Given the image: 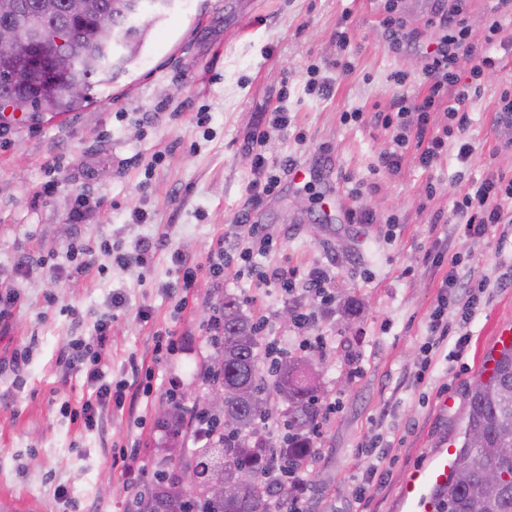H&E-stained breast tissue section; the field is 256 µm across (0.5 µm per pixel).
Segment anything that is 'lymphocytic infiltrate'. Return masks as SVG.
I'll return each instance as SVG.
<instances>
[{
  "label": "lymphocytic infiltrate",
  "instance_id": "1",
  "mask_svg": "<svg viewBox=\"0 0 512 512\" xmlns=\"http://www.w3.org/2000/svg\"><path fill=\"white\" fill-rule=\"evenodd\" d=\"M434 8L429 20L436 31L434 46L427 53L428 63L424 70L427 83L426 94H417L403 98L396 111L373 113L375 124L393 131L394 150L383 153L379 164L389 174L399 172L405 156H413L416 164L424 170L432 169L440 159L449 142H456V157L460 163H468L474 148L466 138L469 117L463 106L469 98L467 89L458 85L456 68L467 64L472 77H480L484 72L500 69L502 59L495 51L499 34L503 29L500 16L512 12V0H494L485 13V34L482 42L471 39V29L466 18V0H433ZM444 111L448 122L442 131L430 128L434 112ZM268 129L254 131L248 138L247 146L253 155V178L247 186L251 200L274 194L281 182L280 175L270 165L261 147L268 137ZM512 202V179L488 174L473 182L470 190L453 203V212L458 218L456 230L464 241L479 240L487 236L493 225L506 221L504 206ZM165 251L170 255L172 264L179 271L176 282L182 293L195 288L200 271H207L216 283H223L227 267L224 254H217L210 260L208 267L188 260L180 249L170 248L165 235L138 242L134 253L114 252L115 262L127 264L129 260L143 268H151L157 252ZM430 260L435 266H449L450 272L443 279L442 288L460 290L461 297L456 307H449L447 299H440L431 312L427 324L428 340L426 350L440 347L444 342H453L455 348H463L466 336H455L456 326L468 323L480 291L479 286L461 275L458 268L460 255H447L438 251L431 254ZM112 332L111 318L98 320L95 334L90 339H75L70 353L63 363L68 371L80 374L87 393L77 403H62V415L80 421L89 431L101 430L106 413L115 408H123L127 399L136 395H149V380L116 383L107 381L101 368V357L110 346Z\"/></svg>",
  "mask_w": 512,
  "mask_h": 512
}]
</instances>
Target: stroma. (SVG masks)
Returning a JSON list of instances; mask_svg holds the SVG:
<instances>
[{"label":"stroma","instance_id":"stroma-1","mask_svg":"<svg viewBox=\"0 0 512 512\" xmlns=\"http://www.w3.org/2000/svg\"><path fill=\"white\" fill-rule=\"evenodd\" d=\"M382 18L379 0H175L150 26L138 60L112 85L95 87L88 106L0 128V280L21 296L0 328V360L30 350L22 378L0 372V496L64 512L54 496L64 484L80 512H130L134 494L151 486L155 471L171 467L158 422L170 381L180 385L184 458L200 446L191 418L211 391L203 373L216 353L205 325L231 295L243 313L266 323L284 353L315 363L320 398L336 404L314 443L317 456L302 471L305 512H407L408 477L461 440L468 391L499 330L512 327V255L498 249L500 238L512 239V223L466 243L454 232L453 213L473 180L491 172L512 178V125L495 119L499 94L512 83V17L503 20L502 69L486 73L466 103L475 147L469 166L458 162L452 143L432 170L408 156L394 175L377 169L380 154L394 147L392 131L341 120L357 108L389 111L422 88V55L390 52ZM343 30L344 49L337 40ZM344 55L353 63L347 74L333 66ZM313 64L332 81L330 97L307 94ZM396 70L406 73L405 85L391 80ZM278 105L291 124L270 130L263 151L271 164L290 158L312 176L282 180L277 193L252 204L245 138ZM200 112L209 113L208 123L198 124ZM81 203L88 221L76 228L69 217ZM133 208L146 213V222H130ZM364 210L373 223H358ZM244 214L269 225L276 239L266 263L302 272L330 268L335 305L322 306L301 288L283 293L254 276L226 279L220 288L200 277L184 301L162 289L177 277L164 251L147 273L133 262L117 265L103 251L96 254L98 272L87 276L58 281L45 268L26 276L15 271L24 254L52 253L56 264L68 266L66 246L75 234L118 242L129 252L139 239L164 233L205 266L218 236H234ZM391 216L396 226L388 225ZM443 249L463 252L466 275L485 288L464 351L434 350L419 383L426 321L447 274L424 256ZM116 294L124 300L117 309L110 304ZM71 307L80 321L68 315ZM143 308L150 312L145 322L138 317ZM296 309L313 314L308 335L324 337L325 347L304 346L284 317ZM109 313V379L130 377V362H153L157 336L172 335L180 346L153 363L152 395L109 413L98 433L61 416L62 401L82 396L83 379L58 359L75 337L93 336L96 321ZM378 436L392 443L379 467L356 453ZM117 445L138 453L114 464Z\"/></svg>","mask_w":512,"mask_h":512}]
</instances>
